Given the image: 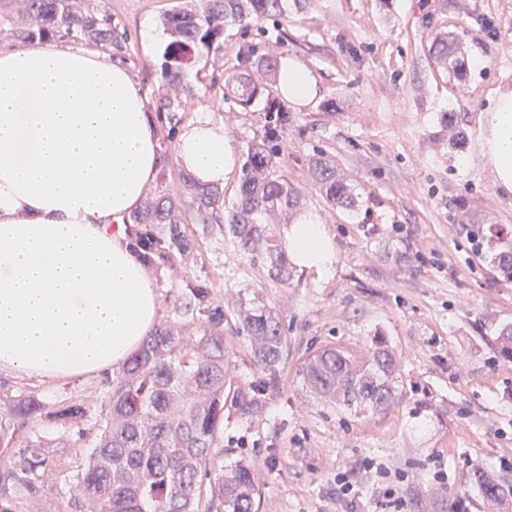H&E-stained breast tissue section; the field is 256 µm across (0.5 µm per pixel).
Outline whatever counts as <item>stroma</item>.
<instances>
[{"label":"stroma","instance_id":"35a3bbf8","mask_svg":"<svg viewBox=\"0 0 512 512\" xmlns=\"http://www.w3.org/2000/svg\"><path fill=\"white\" fill-rule=\"evenodd\" d=\"M179 2L89 0L126 34L112 54L139 80L157 128L165 179L154 194L175 193L183 168L158 111L164 49L149 46L145 33ZM448 34L465 50L460 80L428 55ZM245 46L296 57L318 82L315 101L283 105L278 173L306 193L336 254L330 276L298 270L285 286L233 242L191 223L188 258L148 262L158 322L176 321L174 299L187 282L206 283L224 311L234 371L265 401L249 420L225 414L219 461L255 465L258 512H512V497L492 505L470 480L476 469L495 479L512 474V359L496 342L497 328L512 323V280L498 276L483 248L495 233L512 236V191L476 156L482 116L497 87L512 84V0H302L284 17L227 28L219 52L195 55L183 69L194 92L186 116L223 122L241 154L266 123L262 106L224 97V77ZM446 112L468 135V170L455 165ZM320 152L359 193L360 211L331 208L312 189L309 161ZM251 295L278 312L288 342L280 380L269 387L235 329L239 301ZM378 337L398 355L403 385L388 414H354L303 387L298 371L316 351L362 353ZM0 380L52 408L94 411L106 376L44 382L4 372ZM87 448H57L55 481L23 512H56ZM343 477L355 495L342 494Z\"/></svg>","mask_w":512,"mask_h":512}]
</instances>
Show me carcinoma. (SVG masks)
I'll return each instance as SVG.
<instances>
[{
  "label": "carcinoma",
  "instance_id": "carcinoma-1",
  "mask_svg": "<svg viewBox=\"0 0 512 512\" xmlns=\"http://www.w3.org/2000/svg\"><path fill=\"white\" fill-rule=\"evenodd\" d=\"M21 18L15 39L24 47L46 40L83 41L105 48L123 40L112 17H98L85 0H17ZM288 0H183L163 14L170 36L163 81L170 86L160 109L170 125L181 122L193 90L182 83L184 64L195 54L218 51L229 26L248 28L269 17H282ZM431 60L455 77L463 76L461 41L450 36L432 43ZM279 64L272 57L239 53V65L225 77L224 89L240 105L263 103L268 113L264 132L249 141L241 167L237 198L224 207L223 191L187 174L181 199L167 194L146 199L124 220L145 252L167 261L170 254L193 249L180 207L189 205L193 219L227 237L267 276L281 284L293 277L279 237L278 225L306 204L303 194L277 175L275 141L288 123L286 112L272 98ZM261 79H254V74ZM314 190L330 205L354 211L358 194L325 155L310 163ZM490 262L512 279V240L489 241ZM175 311L184 321L163 323L106 380L99 418L81 404L50 410L27 392L0 390V451L12 452L11 466L0 473V512H20V504L43 495L53 480L49 457L61 440L79 441L96 428L95 444L68 483L63 512H254L258 495L255 468L240 462L207 469L215 457L224 411L239 419L259 414L262 402L251 386L230 371L224 351V310L211 302L210 289L188 283L177 296ZM239 331L248 337L251 356L268 383L277 384L287 339L279 316L260 300L240 303ZM500 352L512 358V324L498 330ZM301 374L309 391L320 399L371 415L384 414L398 402L399 362L381 339L362 354L330 347L311 356ZM34 419L52 425L56 436L21 438ZM471 480L491 502L512 493V482L474 471Z\"/></svg>",
  "mask_w": 512,
  "mask_h": 512
}]
</instances>
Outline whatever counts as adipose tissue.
<instances>
[{"label":"adipose tissue","mask_w":512,"mask_h":512,"mask_svg":"<svg viewBox=\"0 0 512 512\" xmlns=\"http://www.w3.org/2000/svg\"><path fill=\"white\" fill-rule=\"evenodd\" d=\"M278 84L294 105L318 94L292 56ZM478 147L512 191V87L484 112ZM176 150L203 184H223L238 163L223 123L207 116L182 125ZM161 166L146 96L120 59L53 44L0 52V371L75 377L140 346L157 286L120 224ZM284 247L298 268L333 269V236L314 214L289 226Z\"/></svg>","instance_id":"1"}]
</instances>
